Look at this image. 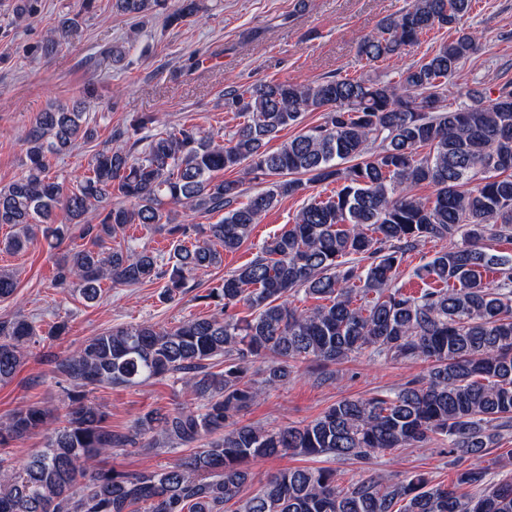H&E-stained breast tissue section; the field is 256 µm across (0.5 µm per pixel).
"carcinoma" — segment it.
<instances>
[{"label":"carcinoma","mask_w":512,"mask_h":512,"mask_svg":"<svg viewBox=\"0 0 512 512\" xmlns=\"http://www.w3.org/2000/svg\"><path fill=\"white\" fill-rule=\"evenodd\" d=\"M472 0H413L361 39L368 62L402 56L435 28L456 27ZM164 0H113L131 18L151 15ZM41 0H16L28 21ZM200 0H174L166 17L179 25L198 16ZM81 13L67 14L39 46L48 57L79 37ZM478 49L459 31L427 58L401 68L397 80L325 76L307 84L258 80L224 88V111L241 122L216 139L196 127L147 136L151 116L112 133L76 186L48 175L50 158L94 136L83 101L38 113L24 142L25 173L0 187V224L12 233L0 250L19 252L42 232L61 241L82 225L90 246L56 263L54 283L73 285L93 302L108 280L134 286L168 277L163 299L186 287V274L218 267L238 250L255 224L284 197L313 183L335 185L307 199L293 223L263 242L255 257L204 295L220 310L171 328L149 322L114 327L55 361L69 383L65 413L36 404L0 421V447L47 431L44 448L20 467L0 459V512H512V474L497 481L476 461L512 427V256L487 241L512 239V83L483 101L455 83ZM456 84L459 107L445 104ZM305 112L323 122L301 130L274 152L266 144ZM235 171L234 179L222 177ZM271 186L242 202L244 180ZM434 187L431 197L414 193ZM224 213L215 224H177V208ZM66 223L55 224L56 211ZM98 211L91 224L87 214ZM164 230L165 254L127 241H106L130 226ZM440 249L414 269L424 288L399 285L408 255L427 243ZM492 272L490 282L483 275ZM321 304L300 310L294 292ZM251 314L239 318L238 304ZM38 336L33 322H0V382L24 362ZM369 354L430 364L427 373L369 398H343L304 425H240L234 416L303 364L327 369ZM272 360L248 376L261 356ZM217 371H212V368ZM171 376L201 400L172 412L141 415L126 432L107 424L86 389L133 386ZM457 468L451 485L423 474L392 482L369 468L373 457L439 439ZM156 451L194 447L162 471L121 472L101 466L116 450L139 444ZM333 457L359 466L342 485L327 467L285 468L239 498L247 464L286 456Z\"/></svg>","instance_id":"obj_1"}]
</instances>
